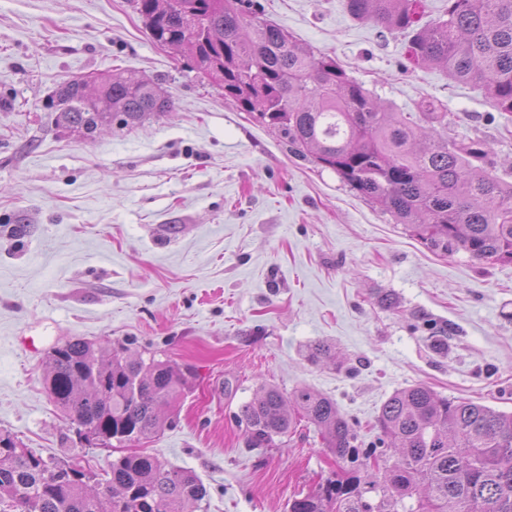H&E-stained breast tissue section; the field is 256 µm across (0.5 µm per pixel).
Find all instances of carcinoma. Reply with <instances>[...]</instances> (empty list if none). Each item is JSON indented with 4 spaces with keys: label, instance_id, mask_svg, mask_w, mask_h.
I'll list each match as a JSON object with an SVG mask.
<instances>
[{
    "label": "carcinoma",
    "instance_id": "cac0c4a2",
    "mask_svg": "<svg viewBox=\"0 0 512 512\" xmlns=\"http://www.w3.org/2000/svg\"><path fill=\"white\" fill-rule=\"evenodd\" d=\"M152 40L184 52L295 155L330 169L397 223L441 250L512 263V182L489 172L487 147L448 137L436 100L392 112L336 59L314 53L263 18L250 0H134ZM350 15L392 33L418 22L421 0H346ZM416 62L486 90L512 114V0H446L444 17L414 31ZM57 122L85 138L175 110L160 86L134 74L61 83ZM45 388L87 445L141 441L162 430L166 409L193 373L123 343L104 350L77 339L48 353ZM247 444L265 448L312 425L337 462L336 478L288 500V512H512V413L413 385L378 416V445H357L336 402L301 387H262L238 414ZM207 490L190 470L130 452L96 472L74 457L45 459L0 436V512H187Z\"/></svg>",
    "mask_w": 512,
    "mask_h": 512
}]
</instances>
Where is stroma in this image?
<instances>
[{
    "mask_svg": "<svg viewBox=\"0 0 512 512\" xmlns=\"http://www.w3.org/2000/svg\"><path fill=\"white\" fill-rule=\"evenodd\" d=\"M257 2L395 111L442 102L449 137L487 144L512 181V116L415 63L410 34L345 0ZM115 69L159 83L175 112L93 140L57 124L60 82ZM77 338L195 372L141 446L200 477L192 512H287L340 465L309 425L247 447L241 406L265 384L305 387L366 446L383 403L416 384L512 412V263L434 250L291 154L155 44L132 0H0V434L45 457L83 452L44 385L50 348ZM322 341L336 358L312 362Z\"/></svg>",
    "mask_w": 512,
    "mask_h": 512,
    "instance_id": "1",
    "label": "stroma"
}]
</instances>
